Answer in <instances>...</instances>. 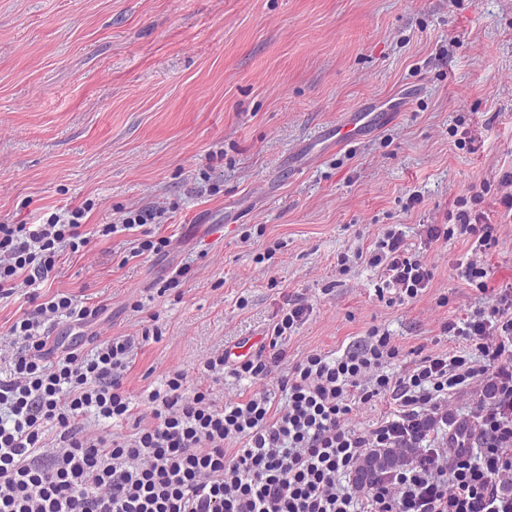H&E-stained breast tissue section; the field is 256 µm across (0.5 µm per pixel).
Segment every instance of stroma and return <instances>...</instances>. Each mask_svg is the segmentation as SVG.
Listing matches in <instances>:
<instances>
[{"instance_id": "stroma-1", "label": "stroma", "mask_w": 512, "mask_h": 512, "mask_svg": "<svg viewBox=\"0 0 512 512\" xmlns=\"http://www.w3.org/2000/svg\"><path fill=\"white\" fill-rule=\"evenodd\" d=\"M394 94L393 124L318 150V132ZM508 175L512 0H0V219L85 203L92 231L165 210L167 252L127 259L137 234L123 231L64 252L37 287L106 303L102 337L160 331L124 376L133 401L171 370L200 385V362L259 341L287 297L313 306L292 363L373 326L406 354L452 348L441 323L482 303L453 272L465 243L428 251L434 277L403 305L337 257L391 224L418 248L423 225L483 185L479 208L499 226L487 263L511 281Z\"/></svg>"}]
</instances>
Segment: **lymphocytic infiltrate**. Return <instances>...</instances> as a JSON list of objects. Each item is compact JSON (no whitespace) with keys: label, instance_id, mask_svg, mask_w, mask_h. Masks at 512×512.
I'll use <instances>...</instances> for the list:
<instances>
[{"label":"lymphocytic infiltrate","instance_id":"lymphocytic-infiltrate-1","mask_svg":"<svg viewBox=\"0 0 512 512\" xmlns=\"http://www.w3.org/2000/svg\"><path fill=\"white\" fill-rule=\"evenodd\" d=\"M455 208L454 223L427 225L423 250L391 226L356 254L404 304L433 277L426 250L454 238L469 246L455 274L486 303L440 327L462 347L399 370V346L376 326L340 355L313 350L289 362L288 342L313 306L288 299L253 352L225 349L201 362L211 386L189 388L183 372L169 371L145 396L142 418L123 385L142 337L111 336L78 352L52 329L88 335L105 305L31 290L7 330L11 370L0 380V512H512V282L490 284L498 225L472 214L466 196ZM87 212L78 205L39 224L1 220L0 298L56 277L64 251L88 248ZM157 217L141 209L97 233L138 230L131 257L158 254L170 240L152 231ZM227 376L253 392L217 398L212 385ZM465 394L470 402L458 407ZM381 398L389 410L380 419L350 425L356 405ZM90 415L132 422L133 431L89 432ZM383 448L415 456L372 486L350 482Z\"/></svg>","mask_w":512,"mask_h":512}]
</instances>
